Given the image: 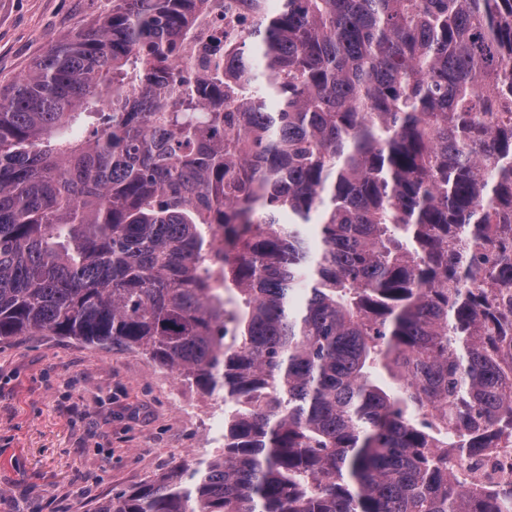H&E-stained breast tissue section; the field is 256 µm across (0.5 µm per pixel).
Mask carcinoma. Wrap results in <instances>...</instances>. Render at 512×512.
<instances>
[{
    "instance_id": "carcinoma-1",
    "label": "carcinoma",
    "mask_w": 512,
    "mask_h": 512,
    "mask_svg": "<svg viewBox=\"0 0 512 512\" xmlns=\"http://www.w3.org/2000/svg\"><path fill=\"white\" fill-rule=\"evenodd\" d=\"M108 2L0 91V340L138 349L224 447L93 512H512L455 465L512 439V0H223L194 69L211 0Z\"/></svg>"
}]
</instances>
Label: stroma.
<instances>
[{
  "label": "stroma",
  "mask_w": 512,
  "mask_h": 512,
  "mask_svg": "<svg viewBox=\"0 0 512 512\" xmlns=\"http://www.w3.org/2000/svg\"><path fill=\"white\" fill-rule=\"evenodd\" d=\"M105 0H0V89L51 44L93 21ZM142 354L56 336L0 341V512H90L224 445L214 398L184 390Z\"/></svg>",
  "instance_id": "35a3bbf8"
}]
</instances>
